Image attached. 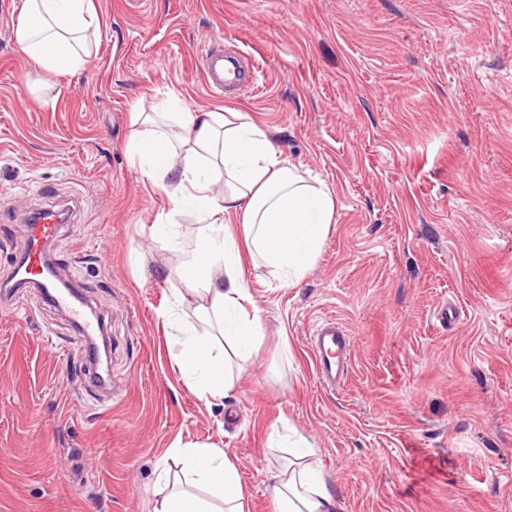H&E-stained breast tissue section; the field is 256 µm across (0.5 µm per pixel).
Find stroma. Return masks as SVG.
<instances>
[{
  "instance_id": "stroma-1",
  "label": "stroma",
  "mask_w": 512,
  "mask_h": 512,
  "mask_svg": "<svg viewBox=\"0 0 512 512\" xmlns=\"http://www.w3.org/2000/svg\"><path fill=\"white\" fill-rule=\"evenodd\" d=\"M85 70L51 89L0 0V280L21 211L79 202L55 245L104 323L112 397L69 315L35 289L0 308V512H152L178 447L235 462L250 512H274L273 424L302 433L337 512H512V0H93ZM249 55L258 89L209 92L200 49ZM231 106L335 193L336 222L294 287L245 263L264 336L223 404L173 366L158 313L167 212L125 146L141 102ZM452 307L454 321H440ZM333 317L346 384L319 386L309 336Z\"/></svg>"
}]
</instances>
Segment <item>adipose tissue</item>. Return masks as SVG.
<instances>
[{
  "mask_svg": "<svg viewBox=\"0 0 512 512\" xmlns=\"http://www.w3.org/2000/svg\"><path fill=\"white\" fill-rule=\"evenodd\" d=\"M99 26L92 0H23L14 34L19 51L47 79L87 67L88 39ZM178 105L172 93L152 111L134 107L127 152L143 182L162 190L170 205L152 224L153 238L178 250L173 215L192 210L202 221L195 248L168 272L173 301L162 319L178 327L185 308L200 324V332H184L173 362L200 398L221 401L232 389L235 362H247L263 337L244 256L260 260L274 278L299 284L317 260L336 204L331 188L308 182L243 113L182 112ZM228 214L234 223L225 222ZM294 446L288 463L267 473L274 512H334L315 448L301 435ZM181 463L195 491L172 489L153 512H249L238 469L223 450L190 445Z\"/></svg>",
  "mask_w": 512,
  "mask_h": 512,
  "instance_id": "adipose-tissue-1",
  "label": "adipose tissue"
}]
</instances>
